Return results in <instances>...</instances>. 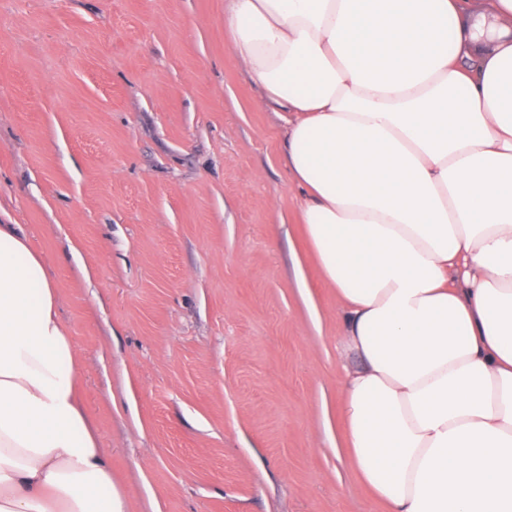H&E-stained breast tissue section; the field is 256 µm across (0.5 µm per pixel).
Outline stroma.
Wrapping results in <instances>:
<instances>
[{
    "label": "stroma",
    "instance_id": "1",
    "mask_svg": "<svg viewBox=\"0 0 512 512\" xmlns=\"http://www.w3.org/2000/svg\"><path fill=\"white\" fill-rule=\"evenodd\" d=\"M226 0H0V224L50 268L123 512H386L344 321Z\"/></svg>",
    "mask_w": 512,
    "mask_h": 512
}]
</instances>
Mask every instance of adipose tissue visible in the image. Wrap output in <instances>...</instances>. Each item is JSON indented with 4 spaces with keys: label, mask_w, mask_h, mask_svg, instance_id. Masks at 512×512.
<instances>
[{
    "label": "adipose tissue",
    "mask_w": 512,
    "mask_h": 512,
    "mask_svg": "<svg viewBox=\"0 0 512 512\" xmlns=\"http://www.w3.org/2000/svg\"><path fill=\"white\" fill-rule=\"evenodd\" d=\"M344 308L348 464L389 512H512V0H230ZM57 288L0 224V512H122Z\"/></svg>",
    "instance_id": "ef3b65f1"
}]
</instances>
